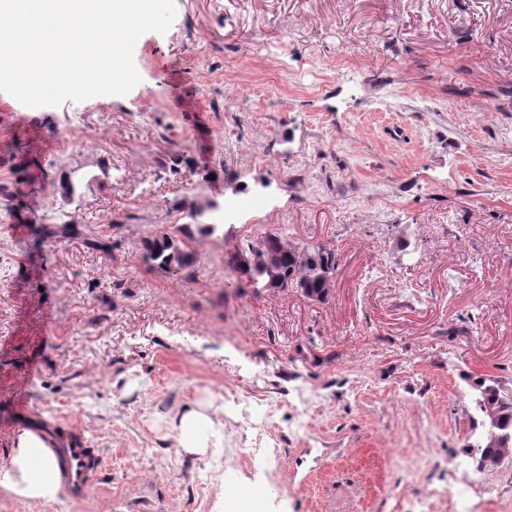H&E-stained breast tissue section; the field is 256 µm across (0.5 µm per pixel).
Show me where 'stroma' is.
<instances>
[{
	"label": "stroma",
	"instance_id": "1",
	"mask_svg": "<svg viewBox=\"0 0 512 512\" xmlns=\"http://www.w3.org/2000/svg\"><path fill=\"white\" fill-rule=\"evenodd\" d=\"M175 3L128 94L0 92V469L58 425L105 458L84 501L0 486V512H237L241 485L256 512H417L439 486L437 512H512L468 382L512 383V0ZM192 211L222 226L194 273L149 268ZM273 232L336 246L326 301L236 286L229 252ZM203 401L223 436L182 453Z\"/></svg>",
	"mask_w": 512,
	"mask_h": 512
}]
</instances>
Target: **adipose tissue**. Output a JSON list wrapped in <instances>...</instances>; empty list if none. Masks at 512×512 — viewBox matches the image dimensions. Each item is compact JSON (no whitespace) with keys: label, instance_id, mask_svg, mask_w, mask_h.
<instances>
[{"label":"adipose tissue","instance_id":"1","mask_svg":"<svg viewBox=\"0 0 512 512\" xmlns=\"http://www.w3.org/2000/svg\"><path fill=\"white\" fill-rule=\"evenodd\" d=\"M177 428L180 447L188 454L205 453L210 435L222 432L223 422L211 413L209 406L179 415ZM50 452L44 439L24 431L17 436L8 469L0 472V485L16 496L30 500L54 499L59 491L58 479L49 464Z\"/></svg>","mask_w":512,"mask_h":512}]
</instances>
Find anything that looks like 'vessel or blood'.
<instances>
[{"mask_svg":"<svg viewBox=\"0 0 512 512\" xmlns=\"http://www.w3.org/2000/svg\"><path fill=\"white\" fill-rule=\"evenodd\" d=\"M48 444L63 495L72 501L86 499L105 465L100 449L66 431L52 435Z\"/></svg>","mask_w":512,"mask_h":512,"instance_id":"b4317fda","label":"vessel or blood"}]
</instances>
